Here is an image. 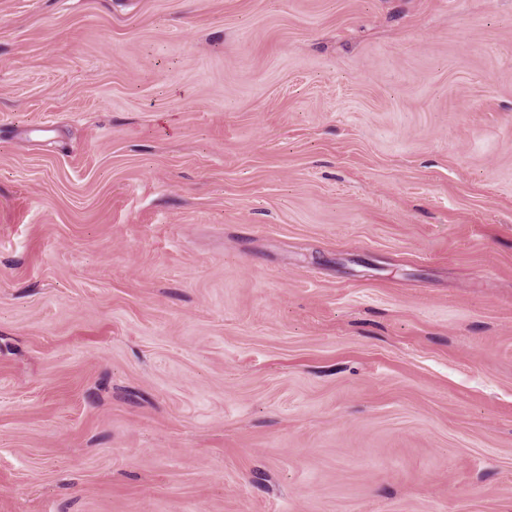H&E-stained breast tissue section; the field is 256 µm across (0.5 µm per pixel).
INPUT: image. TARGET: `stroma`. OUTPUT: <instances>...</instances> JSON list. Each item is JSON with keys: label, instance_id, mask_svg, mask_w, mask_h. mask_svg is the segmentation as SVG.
Returning a JSON list of instances; mask_svg holds the SVG:
<instances>
[{"label": "stroma", "instance_id": "stroma-1", "mask_svg": "<svg viewBox=\"0 0 512 512\" xmlns=\"http://www.w3.org/2000/svg\"><path fill=\"white\" fill-rule=\"evenodd\" d=\"M0 512H512V0H0Z\"/></svg>", "mask_w": 512, "mask_h": 512}]
</instances>
